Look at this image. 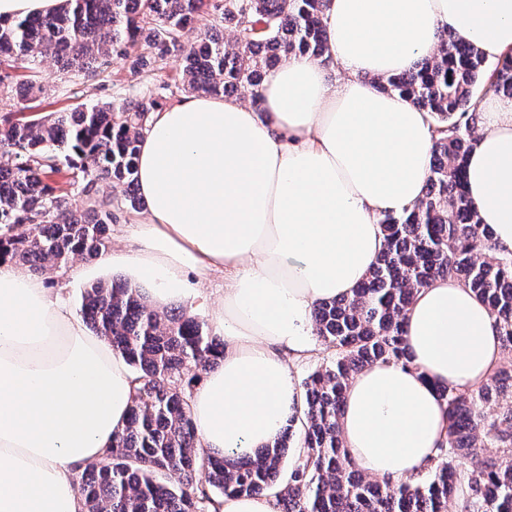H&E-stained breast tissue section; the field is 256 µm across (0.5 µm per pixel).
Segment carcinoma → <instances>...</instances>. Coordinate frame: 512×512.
Masks as SVG:
<instances>
[{
	"label": "carcinoma",
	"mask_w": 512,
	"mask_h": 512,
	"mask_svg": "<svg viewBox=\"0 0 512 512\" xmlns=\"http://www.w3.org/2000/svg\"><path fill=\"white\" fill-rule=\"evenodd\" d=\"M326 0H61L49 16L0 19V93L13 110L0 115V259L41 274L76 256L98 258L110 243L112 202L97 184L125 186L134 206L136 154L163 93L118 105L80 107L47 117H17L35 85L12 82L8 69L50 57L95 78L112 58L137 71L182 65L184 89L236 96L255 108L264 78L297 55L327 62ZM204 22L197 40L186 29ZM512 53L488 72L478 50L447 30L437 49L406 73L378 81L429 112L435 148L422 198L410 211L379 218L385 249L347 298L317 304L316 334L333 351L304 382L298 415L271 449L216 458L197 448L190 390L199 372L224 358V343L184 311L160 313L122 279L96 283L81 297L80 315L134 373L127 424L112 435L102 462L76 475L86 512H220L226 496L269 494L273 512H512V368H497L476 389H439L448 440L412 481L370 479L348 458L339 430L350 379L377 361L412 365L405 312L415 290L436 278L459 280L495 317L501 346L512 352V253L499 252L464 186L473 140L474 94L512 97ZM67 167L90 202L78 212L49 182ZM495 404V417L485 408ZM298 453L288 478L289 443ZM481 457L465 468L461 460Z\"/></svg>",
	"instance_id": "cac0c4a2"
}]
</instances>
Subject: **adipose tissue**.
Listing matches in <instances>:
<instances>
[{
  "instance_id": "adipose-tissue-1",
  "label": "adipose tissue",
  "mask_w": 512,
  "mask_h": 512,
  "mask_svg": "<svg viewBox=\"0 0 512 512\" xmlns=\"http://www.w3.org/2000/svg\"><path fill=\"white\" fill-rule=\"evenodd\" d=\"M329 63L288 58L261 88L181 97L139 143L136 246L101 255L142 295L192 303L224 275L213 326L224 358L197 383L191 414L211 455L273 446L302 408L291 363L313 346L317 303L351 296L383 251L376 219L421 198L434 149L428 112L377 89L411 70L440 30L490 60L512 52V0H327ZM341 69V79L330 72ZM467 191L497 247L512 252V99L476 109ZM412 367L378 361L344 394L340 430L355 467L400 481L448 437L436 387L472 389L503 358L495 320L461 282L438 278L406 313ZM126 361L40 276L0 261V512H83L73 474L124 428Z\"/></svg>"
}]
</instances>
